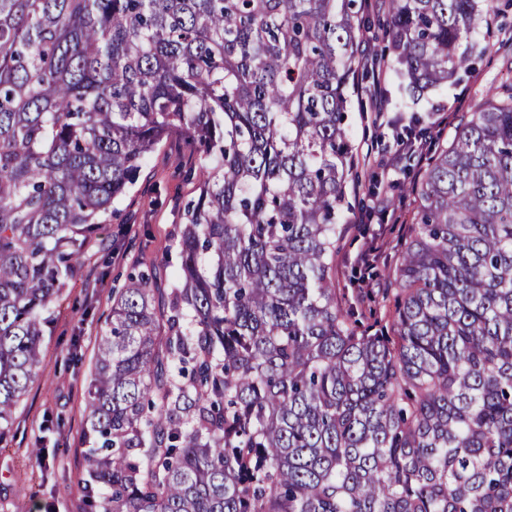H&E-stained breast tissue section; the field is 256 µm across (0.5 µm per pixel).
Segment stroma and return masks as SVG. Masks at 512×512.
<instances>
[{
    "mask_svg": "<svg viewBox=\"0 0 512 512\" xmlns=\"http://www.w3.org/2000/svg\"><path fill=\"white\" fill-rule=\"evenodd\" d=\"M488 29L471 38L470 59L454 84L412 102L395 73L382 93L388 103L375 125L360 91L373 83V69H358L348 127L356 153L336 243V297L357 308L389 309L392 271L409 239L416 208L409 186L417 157L405 156L390 173L376 162L394 150L409 128L430 126L440 113L470 108L498 85L512 65V0H495ZM200 159L186 139L169 137L153 152L137 183L88 243L81 264L50 308L42 342L43 363L13 411L0 438V512H82L86 472L83 432L89 413L88 384L112 298L131 267L159 269L164 283L177 271L176 234L184 205L196 195Z\"/></svg>",
    "mask_w": 512,
    "mask_h": 512,
    "instance_id": "stroma-1",
    "label": "stroma"
}]
</instances>
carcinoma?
Listing matches in <instances>:
<instances>
[{
  "label": "carcinoma",
  "mask_w": 512,
  "mask_h": 512,
  "mask_svg": "<svg viewBox=\"0 0 512 512\" xmlns=\"http://www.w3.org/2000/svg\"><path fill=\"white\" fill-rule=\"evenodd\" d=\"M492 0H390L413 101ZM362 0H0V435L50 304L158 146L202 160L168 288L88 385L85 512H512V81L420 180L391 334L336 300Z\"/></svg>",
  "instance_id": "obj_1"
}]
</instances>
